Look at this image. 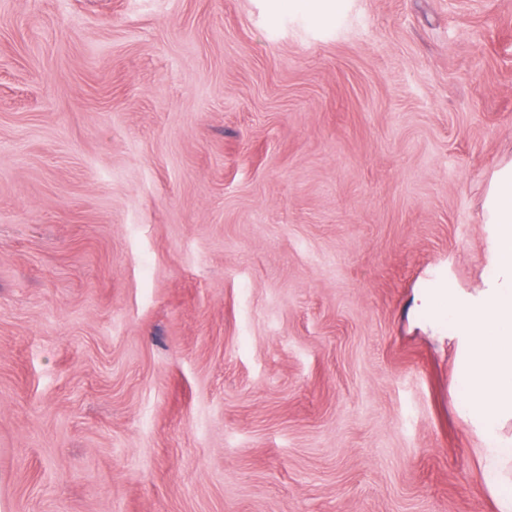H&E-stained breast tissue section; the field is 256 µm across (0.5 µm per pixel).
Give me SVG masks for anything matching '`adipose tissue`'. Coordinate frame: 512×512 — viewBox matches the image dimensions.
<instances>
[{
  "label": "adipose tissue",
  "mask_w": 512,
  "mask_h": 512,
  "mask_svg": "<svg viewBox=\"0 0 512 512\" xmlns=\"http://www.w3.org/2000/svg\"><path fill=\"white\" fill-rule=\"evenodd\" d=\"M483 217L492 278L471 292L435 288L419 301L447 322L456 341L463 419L485 442L480 457L497 512H512V161L495 171Z\"/></svg>",
  "instance_id": "1"
}]
</instances>
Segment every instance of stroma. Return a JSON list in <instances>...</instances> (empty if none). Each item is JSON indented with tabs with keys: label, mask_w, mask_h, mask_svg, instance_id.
Segmentation results:
<instances>
[{
	"label": "stroma",
	"mask_w": 512,
	"mask_h": 512,
	"mask_svg": "<svg viewBox=\"0 0 512 512\" xmlns=\"http://www.w3.org/2000/svg\"><path fill=\"white\" fill-rule=\"evenodd\" d=\"M509 160L512 0H0V512H496ZM494 275L483 288H435L420 307L448 321L463 381V419L485 441L479 448L485 484L497 512H512V161L494 173L483 206Z\"/></svg>",
	"instance_id": "stroma-1"
}]
</instances>
